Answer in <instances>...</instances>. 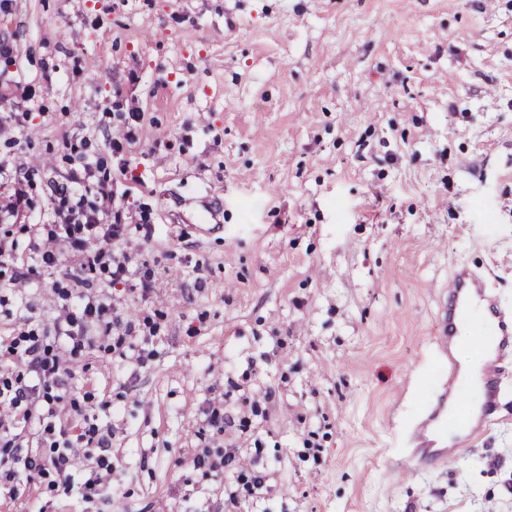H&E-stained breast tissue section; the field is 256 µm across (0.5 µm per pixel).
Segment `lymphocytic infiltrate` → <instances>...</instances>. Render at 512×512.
Masks as SVG:
<instances>
[{"label": "lymphocytic infiltrate", "mask_w": 512, "mask_h": 512, "mask_svg": "<svg viewBox=\"0 0 512 512\" xmlns=\"http://www.w3.org/2000/svg\"><path fill=\"white\" fill-rule=\"evenodd\" d=\"M76 160L78 166L71 177L54 187L57 223L37 225L29 253L32 268L62 275L64 282L55 285L54 292L62 301L66 327L52 335L23 330L0 337V360L21 367L16 374L0 375V417L13 424L4 445L17 449L25 437L38 436L43 453L17 454L14 465L27 481L40 478L48 487L61 484L68 489L73 486L79 443H94L104 450L108 441L92 426L74 434L73 424L82 410L78 399L65 390V381L72 375L66 360L110 338L114 326L112 299L89 294V274L105 259H111L114 243L126 233L125 225L101 221L105 208L115 199L107 181L94 178L100 167L98 158L81 152ZM91 190L96 191L100 206L88 205ZM74 300L79 303L75 311L70 308ZM93 326L98 328V336H90Z\"/></svg>", "instance_id": "1"}]
</instances>
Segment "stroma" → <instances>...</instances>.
Instances as JSON below:
<instances>
[{"label": "stroma", "mask_w": 512, "mask_h": 512, "mask_svg": "<svg viewBox=\"0 0 512 512\" xmlns=\"http://www.w3.org/2000/svg\"><path fill=\"white\" fill-rule=\"evenodd\" d=\"M2 37L28 97L0 105V201L37 175L0 235L28 253L89 137L131 259L92 291L131 331L67 381L111 484L78 494L93 448L74 490L0 482V512H512V362L478 440L395 474L453 272L512 308V0H12ZM40 282L0 292V336L54 331Z\"/></svg>", "instance_id": "obj_1"}]
</instances>
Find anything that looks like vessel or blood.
Returning a JSON list of instances; mask_svg holds the SVG:
<instances>
[{
  "label": "vessel or blood",
  "mask_w": 512,
  "mask_h": 512,
  "mask_svg": "<svg viewBox=\"0 0 512 512\" xmlns=\"http://www.w3.org/2000/svg\"><path fill=\"white\" fill-rule=\"evenodd\" d=\"M482 275L460 270L449 285L450 302L445 306L439 343L448 361V379L433 396L412 430L414 448L403 466L415 469L444 462L447 447L439 437L466 436L474 440L490 424L489 416L473 417L466 406L479 403L493 406L502 391L500 366L512 360V310L504 308L497 297L485 293ZM480 340L488 351L480 384L464 374L463 363L455 351L473 340Z\"/></svg>",
  "instance_id": "1"
}]
</instances>
